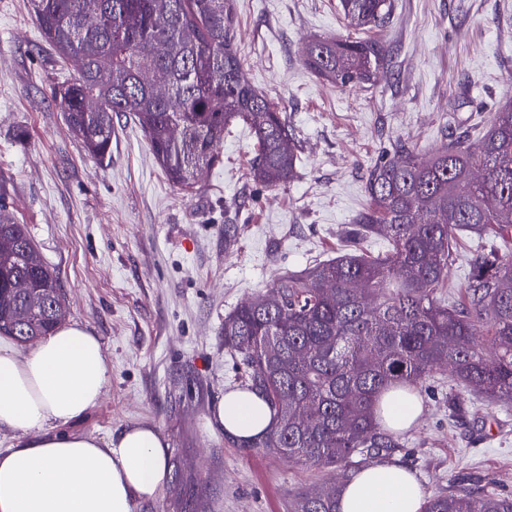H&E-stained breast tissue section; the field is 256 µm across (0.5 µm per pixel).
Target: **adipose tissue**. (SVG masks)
<instances>
[{
  "label": "adipose tissue",
  "mask_w": 512,
  "mask_h": 512,
  "mask_svg": "<svg viewBox=\"0 0 512 512\" xmlns=\"http://www.w3.org/2000/svg\"><path fill=\"white\" fill-rule=\"evenodd\" d=\"M111 369L98 336L65 324L33 348H0V429L15 433L0 453V512H135L169 484L168 444L152 426L132 425L108 439L67 431L101 400ZM214 422L243 444L265 434L268 404L250 390L218 400ZM424 490L396 461L355 472L340 512H421Z\"/></svg>",
  "instance_id": "1"
}]
</instances>
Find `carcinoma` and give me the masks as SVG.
Listing matches in <instances>:
<instances>
[{
    "instance_id": "obj_1",
    "label": "carcinoma",
    "mask_w": 512,
    "mask_h": 512,
    "mask_svg": "<svg viewBox=\"0 0 512 512\" xmlns=\"http://www.w3.org/2000/svg\"><path fill=\"white\" fill-rule=\"evenodd\" d=\"M29 3L56 55L78 66L53 99L88 155L111 152L113 118L128 113L168 180L191 188L241 123L256 140L253 180L275 189L293 178L296 130L249 80L229 0ZM339 9L355 28L377 27L391 0H339ZM383 60V47L367 40L319 39L305 49L306 66L341 88L370 82ZM365 190L340 255L282 275L224 317V349L274 413L255 447L340 471L333 487L299 494L289 512H339L352 471L400 447L380 415L387 390L413 393L446 369L453 409L466 393L512 408V256L493 246L477 253L463 298L443 296L460 232L512 239V100L493 112L478 151L465 136L429 154L397 144L368 171ZM371 237L389 248L367 252ZM19 278L30 290L14 288ZM34 292L49 305L34 306ZM66 315L25 225L0 217V335L27 343ZM422 512H512V498L463 483Z\"/></svg>"
}]
</instances>
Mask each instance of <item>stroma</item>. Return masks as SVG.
<instances>
[{
    "label": "stroma",
    "mask_w": 512,
    "mask_h": 512,
    "mask_svg": "<svg viewBox=\"0 0 512 512\" xmlns=\"http://www.w3.org/2000/svg\"><path fill=\"white\" fill-rule=\"evenodd\" d=\"M337 3L231 0L247 76L295 128L300 164L278 189L253 181L254 138L239 124L188 192L128 117L115 119L104 160L87 156L52 98L76 64L57 62L28 0H0V216L26 225L59 278L67 322L100 338L111 367L103 399L71 429L105 439L154 426L184 473L136 512H176L188 496L204 512H288L298 493L332 482V471L243 446L215 425L216 402L245 380L224 350V316L280 275L343 252L366 203L364 174L394 141L427 153L454 133L477 138L512 98V0H391L387 22L367 33L383 66L346 88L303 60L311 41L355 37ZM420 399L393 457L426 496L466 476L512 495V409L474 398L450 418L444 373Z\"/></svg>",
    "instance_id": "stroma-1"
}]
</instances>
